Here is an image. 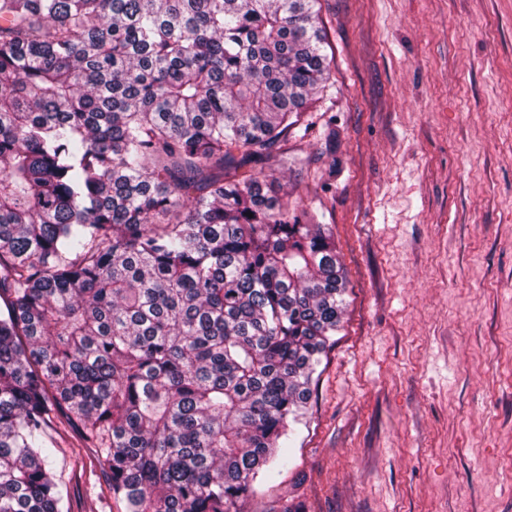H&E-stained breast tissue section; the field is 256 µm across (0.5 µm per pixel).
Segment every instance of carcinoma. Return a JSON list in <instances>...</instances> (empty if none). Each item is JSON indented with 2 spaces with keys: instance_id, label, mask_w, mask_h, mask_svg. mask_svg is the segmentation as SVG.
<instances>
[{
  "instance_id": "carcinoma-1",
  "label": "carcinoma",
  "mask_w": 512,
  "mask_h": 512,
  "mask_svg": "<svg viewBox=\"0 0 512 512\" xmlns=\"http://www.w3.org/2000/svg\"><path fill=\"white\" fill-rule=\"evenodd\" d=\"M318 4L0 0V512H62L58 410L125 512H240L286 455L347 293L262 177Z\"/></svg>"
}]
</instances>
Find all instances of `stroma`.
<instances>
[{"label":"stroma","instance_id":"1","mask_svg":"<svg viewBox=\"0 0 512 512\" xmlns=\"http://www.w3.org/2000/svg\"><path fill=\"white\" fill-rule=\"evenodd\" d=\"M332 78L265 168L349 272L288 460L241 512H512V0H321ZM70 512H125L82 426Z\"/></svg>","mask_w":512,"mask_h":512}]
</instances>
